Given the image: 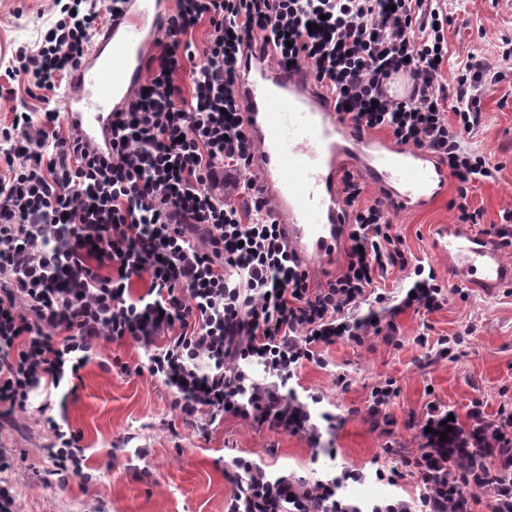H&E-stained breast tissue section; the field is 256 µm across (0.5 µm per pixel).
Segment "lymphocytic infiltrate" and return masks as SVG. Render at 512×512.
Returning a JSON list of instances; mask_svg holds the SVG:
<instances>
[{"label": "lymphocytic infiltrate", "instance_id": "lymphocytic-infiltrate-1", "mask_svg": "<svg viewBox=\"0 0 512 512\" xmlns=\"http://www.w3.org/2000/svg\"><path fill=\"white\" fill-rule=\"evenodd\" d=\"M128 2L65 0L38 48L19 47L5 70L7 82L40 90L43 110L14 112L0 128V419L25 409L41 381L78 380L101 343L131 340L145 355L136 373L166 388L186 426L203 433L231 415L319 449L321 428L288 386L298 368L325 366L323 348L339 341L398 344V314L442 310L451 292L412 265L383 194L368 195L350 172L343 265L314 282L269 202L252 192L240 60L260 49L279 70L328 90L341 123L433 153L455 182L457 223L477 225L483 213L469 195L502 166L471 141L484 97L512 69V49L462 58L451 82L450 19L437 0H176L104 156L53 102ZM395 75L413 82L411 96L385 94ZM393 267L413 268L416 279L391 306L379 281ZM371 301L387 304L386 316H360ZM448 415L429 405L416 453L384 475L415 479L418 495L371 512H512V406L490 419L477 398L467 423ZM46 423L64 486L83 473L82 436ZM224 478V512H362L339 494L359 480L354 469L310 481L237 456Z\"/></svg>", "mask_w": 512, "mask_h": 512}]
</instances>
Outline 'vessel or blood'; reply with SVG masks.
<instances>
[{
	"instance_id": "obj_1",
	"label": "vessel or blood",
	"mask_w": 512,
	"mask_h": 512,
	"mask_svg": "<svg viewBox=\"0 0 512 512\" xmlns=\"http://www.w3.org/2000/svg\"><path fill=\"white\" fill-rule=\"evenodd\" d=\"M169 15L167 0H132L123 18L96 34L69 77L62 92L64 119L92 148L108 143L112 115L142 82ZM240 72L259 190L303 262L340 253L346 224L341 182L350 169L382 187L396 212L426 208L442 194L446 173L435 155L342 124L331 96L309 77L282 72L257 51L242 61ZM437 245L453 259L450 277H470L471 287L488 292L512 286V263L471 227L440 225Z\"/></svg>"
}]
</instances>
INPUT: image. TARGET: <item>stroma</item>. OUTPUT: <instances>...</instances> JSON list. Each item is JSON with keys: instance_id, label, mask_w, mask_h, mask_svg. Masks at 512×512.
<instances>
[{"instance_id": "1", "label": "stroma", "mask_w": 512, "mask_h": 512, "mask_svg": "<svg viewBox=\"0 0 512 512\" xmlns=\"http://www.w3.org/2000/svg\"><path fill=\"white\" fill-rule=\"evenodd\" d=\"M447 7V78H454L458 58L489 57L512 40V0H466L461 9L449 0ZM58 16L56 0H0V73L21 45L36 47ZM482 112L473 142L503 169L497 182L473 190L471 204L490 224L512 207V72L487 95ZM454 195V186H447L429 207L394 218L408 251L444 285L448 259L436 250L434 233L437 225L454 223ZM397 322L399 345L342 341L324 348L326 367L304 365L293 380L299 398L318 396L313 412L331 415L336 425L317 452L300 437L259 431L233 417L200 437L182 424L167 391L149 375L112 367L116 357L131 367L143 359L136 343L104 345L82 370L76 392L64 385L37 390L25 411L0 421V453L15 486L13 512H224L230 493L224 464L236 455L274 474L307 478L331 477L345 466L360 470L363 480L348 483L344 493L367 510L383 499L415 494L413 479L392 485L377 480L375 471L416 452L413 423L429 403L463 419L473 399H482L490 416L512 400V287L472 289L440 311H408ZM458 333L464 344L454 357L439 358L437 339ZM387 378L398 386L389 435L366 416L372 387ZM47 414L82 435L84 474L62 488L51 474L54 437L43 422Z\"/></svg>"}]
</instances>
